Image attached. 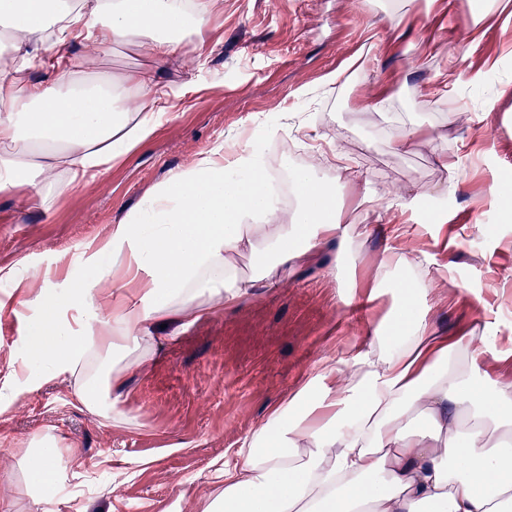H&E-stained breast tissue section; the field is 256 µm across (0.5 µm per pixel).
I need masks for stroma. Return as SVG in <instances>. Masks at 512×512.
Segmentation results:
<instances>
[{
  "instance_id": "stroma-1",
  "label": "stroma",
  "mask_w": 512,
  "mask_h": 512,
  "mask_svg": "<svg viewBox=\"0 0 512 512\" xmlns=\"http://www.w3.org/2000/svg\"><path fill=\"white\" fill-rule=\"evenodd\" d=\"M214 0L202 51L164 64L173 104L157 133L120 163L56 199L35 206L29 192L0 193V512H204L218 493L224 459L267 426L301 390L317 362L337 359L367 339L388 296L367 307L392 223L413 188L448 189V221L416 224L448 290L432 288L431 331L452 339L480 335L483 324L512 329V219L495 186L512 179V61L486 68L512 44V24L490 16L472 24L471 0ZM120 76L150 64L146 42L104 49L73 39L68 63ZM482 84H471L478 72ZM385 100L386 118L365 113ZM288 137L302 148L348 144L353 168L385 192L380 206L346 190L343 215L360 242L354 263L335 265V247L254 289L243 302L213 308L188 323L170 316L153 326L143 362L113 388L103 418L77 403L75 378L36 377L19 386L30 327L42 308L31 270L57 291L85 275L87 246L106 239L178 169L222 145L266 141L283 112ZM410 115L440 127L454 171L439 169L430 146L392 150L389 122ZM53 436L65 468L46 509L33 501L26 450Z\"/></svg>"
}]
</instances>
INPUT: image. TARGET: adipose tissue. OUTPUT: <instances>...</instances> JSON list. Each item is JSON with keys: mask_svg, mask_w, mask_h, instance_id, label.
<instances>
[{"mask_svg": "<svg viewBox=\"0 0 512 512\" xmlns=\"http://www.w3.org/2000/svg\"><path fill=\"white\" fill-rule=\"evenodd\" d=\"M210 0H0V40L13 62L0 66V193L32 190L52 197L96 177L149 140L170 109L162 63L181 53L191 28L204 38ZM102 47L149 39L153 63L120 77L87 81L66 65L74 36ZM40 52L46 78H16V62ZM151 111H144V104ZM334 180L319 179L312 157L288 178L297 200L280 206L257 145L217 146L179 169L137 211L90 244L87 277L58 295L46 273L43 314L35 320L29 361L76 376L75 397L108 416L111 387L130 366V348L172 313L197 318L268 287L269 274H244L242 252L274 256L282 271L337 247L347 262L351 239L337 188L356 183L344 152H333ZM125 254L142 277L130 299L113 304L92 328L59 323L87 309L105 258ZM437 273L427 256L387 249L372 296L390 294L372 338L348 356L320 361L296 396L256 433L236 462L214 472L223 487L208 512H512V384L487 381L479 363L500 353L484 328L480 346L429 333L427 302ZM36 502L56 490L60 458L43 439L27 451Z\"/></svg>", "mask_w": 512, "mask_h": 512, "instance_id": "adipose-tissue-1", "label": "adipose tissue"}]
</instances>
